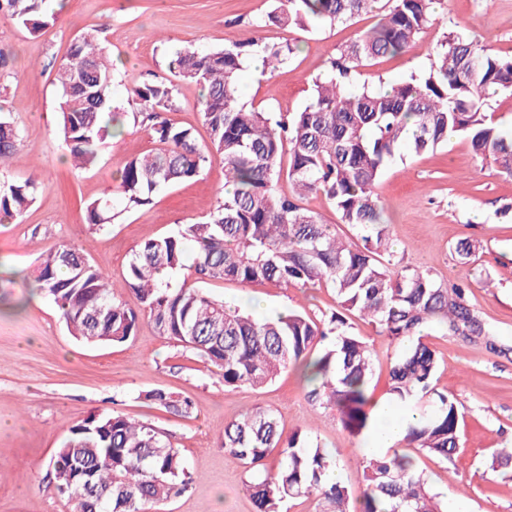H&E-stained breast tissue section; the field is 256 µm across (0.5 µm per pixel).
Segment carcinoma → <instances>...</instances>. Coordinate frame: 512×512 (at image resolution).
<instances>
[{
  "label": "carcinoma",
  "mask_w": 512,
  "mask_h": 512,
  "mask_svg": "<svg viewBox=\"0 0 512 512\" xmlns=\"http://www.w3.org/2000/svg\"><path fill=\"white\" fill-rule=\"evenodd\" d=\"M46 2L0 0V14L35 35L57 16ZM378 2L279 0L268 21L332 26L373 11ZM392 2L376 26L331 61L329 78L315 80L311 101L291 116L247 108L236 76L246 57H260L273 69L295 46L254 37L206 53L176 52L169 62L173 79L132 89L145 109L141 126L159 147L127 161L115 191L124 208L145 207L156 190L197 176L213 157L224 161L230 189L205 220L146 240L134 251L126 283L139 300L137 310L111 298L101 267L68 245L40 255L34 282L53 297L70 334L86 343L125 344L146 320L158 335L219 369L226 387L261 388L295 367L311 401L337 408L342 426L357 437L375 421L368 395L375 351L348 332L347 316L368 318L401 344L389 371V395L409 417L397 445L364 467L359 512H440L407 449L450 458L459 447L462 403L445 395L429 402L440 363L423 341V328L439 326L497 354L512 350L477 315L465 288L394 263L374 189L402 149L421 153L453 135L468 139L475 154L512 176V133L488 114L494 95L512 91V56L491 55L456 31L440 44L429 71L351 91L358 69L406 51L431 21L433 0ZM58 73L60 133L71 160L90 166L121 123L112 110V64L90 33L76 40ZM179 81L204 90L201 111L210 132L204 148L190 130L161 119ZM18 139L12 122L0 116V167L17 159ZM284 172L291 185L287 195L279 189ZM37 188L34 179L0 188V216L22 217ZM317 192L334 203L342 223L359 231L362 245L342 241L335 226L302 204ZM112 210L109 201L95 200L86 206L88 222L110 224ZM184 269L193 282L173 285L170 274ZM226 280L330 287L339 310L320 320L296 311L268 316L251 303L216 299L198 287ZM143 398L181 417L193 412L189 398L161 388ZM222 447L250 473L247 487L259 512H282L286 499L306 495L328 500L334 512H349L348 489L328 477L331 452L307 432L285 434L272 411L257 409L227 424ZM273 448L281 449V458L276 475L268 477L258 467ZM48 468L71 512H157L190 480L169 435L118 412L91 414L71 425Z\"/></svg>",
  "instance_id": "cac0c4a2"
}]
</instances>
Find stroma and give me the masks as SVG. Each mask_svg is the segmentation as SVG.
Returning <instances> with one entry per match:
<instances>
[{"label":"stroma","instance_id":"stroma-1","mask_svg":"<svg viewBox=\"0 0 512 512\" xmlns=\"http://www.w3.org/2000/svg\"><path fill=\"white\" fill-rule=\"evenodd\" d=\"M275 0H65L56 22L38 35L0 17V110L19 130V159L0 169V185L26 178L40 184L34 203L16 221L0 222V512H70L49 473L48 462L71 425L92 414L123 413L168 433L190 473L185 493L162 512H256L246 489L248 472L225 454L224 427L253 410L273 411L285 433L305 430L335 457L338 480L358 502L365 489V438L346 431L333 408L311 404L294 369L264 388L225 386L218 369L192 351L141 324L122 345H88L74 339L51 297L33 294L38 256L59 244L78 247L101 264L113 295L131 308L137 298L125 269L142 242L205 219L224 193V164L212 159L201 173L157 190L150 205L122 211L112 223L88 224L87 203L112 197L114 174L156 143L133 117L140 107L134 84L166 81L172 52H207L250 36L291 43L298 51L274 71L244 65L237 76L243 103L266 112L292 114L309 101L315 79L326 77L340 50L381 19V11L314 29L268 21ZM465 29L492 54L512 55V0H442L431 24L404 53L377 58L355 73L352 87L392 83L429 69L437 45ZM98 36L112 59V106L125 113L121 133L108 138L94 167L72 164L54 119L56 72L82 34ZM203 90L182 82L164 114L190 129L199 145L210 141L201 115ZM376 192L395 261L429 272L442 284L468 282V299L479 317L512 345V176L477 156L467 139L450 138L436 150L403 152L385 169ZM470 242L461 263L455 248ZM219 299L256 298L269 311L297 310L322 318L336 308L329 288L249 286L211 281ZM352 334L376 352L371 380L375 404L388 402V372L398 351L391 338L359 318ZM437 351V392L464 404L460 446L453 459L422 454L419 467L443 503L464 496L471 512H512V465L491 472V455L512 446V354L501 356L460 336L429 331ZM165 388L189 397L191 417L146 405L143 391Z\"/></svg>","mask_w":512,"mask_h":512}]
</instances>
